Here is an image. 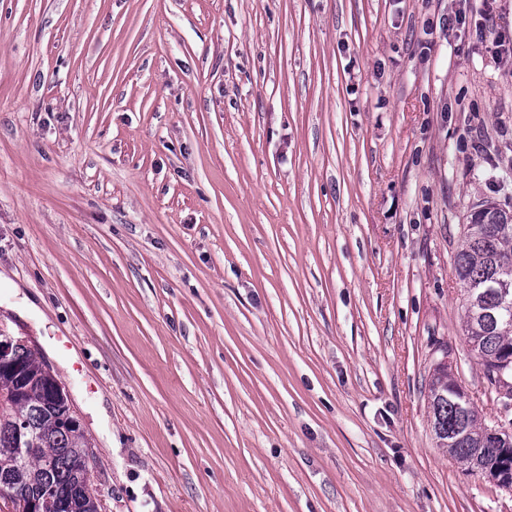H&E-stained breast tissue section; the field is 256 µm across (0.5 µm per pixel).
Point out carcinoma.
<instances>
[{"instance_id":"1","label":"carcinoma","mask_w":512,"mask_h":512,"mask_svg":"<svg viewBox=\"0 0 512 512\" xmlns=\"http://www.w3.org/2000/svg\"><path fill=\"white\" fill-rule=\"evenodd\" d=\"M480 222L463 225V244L454 256L453 269L464 291L463 335L485 378L506 366L512 372V313H504L499 295L485 293L479 284L498 279L504 270L512 277V212L496 205L479 216ZM14 360L33 378L48 364L37 349L21 346ZM448 366L439 364L429 384L427 401L437 447L471 469L480 459L490 470L512 479V468L503 467L502 449L512 448V434L497 440L486 437L479 412L453 390ZM16 381L0 373V475L13 477L23 494L52 496L78 489L82 512H98L89 482L78 480L74 469L77 449L90 442L84 429L57 423L56 412L66 400L36 383L21 400L15 399ZM23 448L36 452L24 454Z\"/></svg>"}]
</instances>
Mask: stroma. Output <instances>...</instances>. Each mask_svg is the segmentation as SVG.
<instances>
[{"label":"stroma","instance_id":"1","mask_svg":"<svg viewBox=\"0 0 512 512\" xmlns=\"http://www.w3.org/2000/svg\"><path fill=\"white\" fill-rule=\"evenodd\" d=\"M512 0H0V320L102 512H512L452 257L512 209ZM33 306L18 312L22 298ZM24 346L32 347L33 344L31 339L25 336H14L10 332L8 325L1 322L0 371L13 375L17 380H19L20 384L24 382L26 372L29 373L32 378H40L44 374V369L46 367L51 369L46 362L38 360L36 346L33 347V349ZM15 347L18 348L13 352L14 360L18 364L22 365L26 369V372L11 361V352ZM42 382L53 391L59 392L62 395L64 394V391L67 392L63 383L51 370L46 369ZM455 379L448 373V365L438 364L429 384L427 401L432 413V432L438 448L460 460L471 471L475 461L481 459L489 470L498 471L512 479L511 468H504L501 448H512V422L495 415H483L480 421L478 406L464 383L457 380V390L463 402L453 390ZM489 437L497 440L487 439ZM508 433V434H503ZM502 435V437H501ZM501 437V438H499Z\"/></svg>","mask_w":512,"mask_h":512}]
</instances>
